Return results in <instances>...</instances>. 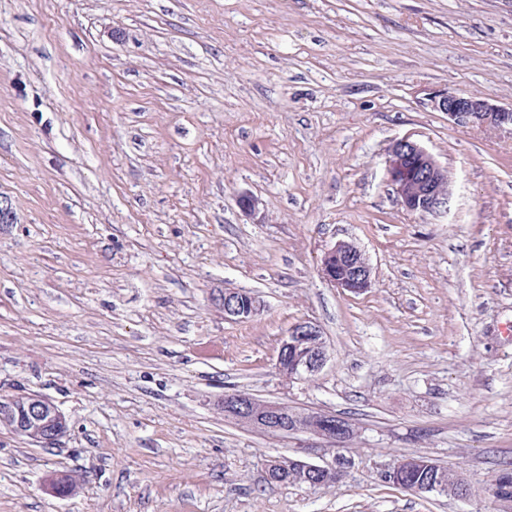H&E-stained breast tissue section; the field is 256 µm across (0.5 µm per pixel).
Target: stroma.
<instances>
[{
	"label": "stroma",
	"instance_id": "stroma-1",
	"mask_svg": "<svg viewBox=\"0 0 512 512\" xmlns=\"http://www.w3.org/2000/svg\"><path fill=\"white\" fill-rule=\"evenodd\" d=\"M437 90L512 105V0H0V400L69 420L50 448L0 428V512H512V134ZM401 138L447 166V212L399 204ZM342 240L363 293L319 275ZM227 289L263 310L225 318ZM304 320L329 359L289 382ZM228 391L355 434L244 427ZM404 455L471 497L383 483ZM279 458L347 464L313 488L269 481ZM432 106L448 115L460 127H490L512 133V106L492 103L489 98L457 92H438L431 97ZM319 327L304 321L293 325L280 342L275 369L289 382L318 372L327 362L328 353ZM454 471L453 474H448V471L442 475V481L444 483L438 484L436 482H427L422 484H417L408 491H411L416 494H440L443 492L445 485L447 486V491L441 495H448L450 497H455L456 495V486L459 492V498H467L471 494V487L463 475ZM455 476V483L453 481V477ZM445 484V485H444Z\"/></svg>",
	"mask_w": 512,
	"mask_h": 512
}]
</instances>
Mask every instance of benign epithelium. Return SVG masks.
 I'll use <instances>...</instances> for the list:
<instances>
[{
    "instance_id": "obj_1",
    "label": "benign epithelium",
    "mask_w": 512,
    "mask_h": 512,
    "mask_svg": "<svg viewBox=\"0 0 512 512\" xmlns=\"http://www.w3.org/2000/svg\"><path fill=\"white\" fill-rule=\"evenodd\" d=\"M431 102L435 110L448 115V120L457 126L490 127L512 133V106H500L486 97L450 91L436 93ZM386 175L405 210L420 215L448 211L452 196L448 169L424 147L407 138L395 141L388 151ZM319 272L332 286L354 294L366 291L372 283L367 258L357 246L346 241H339L323 252ZM260 309V301L250 292L224 290L225 318L246 321ZM327 360L319 327L304 321L293 325L282 338L275 369L289 381L301 380L318 372ZM221 407L224 417L255 430L286 435L305 432L336 441V416L332 414L298 411L285 403L259 402L242 392L224 393ZM0 427L35 446L49 448L66 434L68 422L51 399L32 393L7 403L0 402ZM433 465L434 462L426 458L406 457L394 462L381 478L395 482L405 470ZM288 469L317 477L323 484L335 483L344 474L340 464L321 466L300 459H274L268 463L270 472ZM49 486L56 493L70 494L78 487V481L67 474H57L50 478ZM494 495L497 501L512 504V474H500L494 484Z\"/></svg>"
}]
</instances>
